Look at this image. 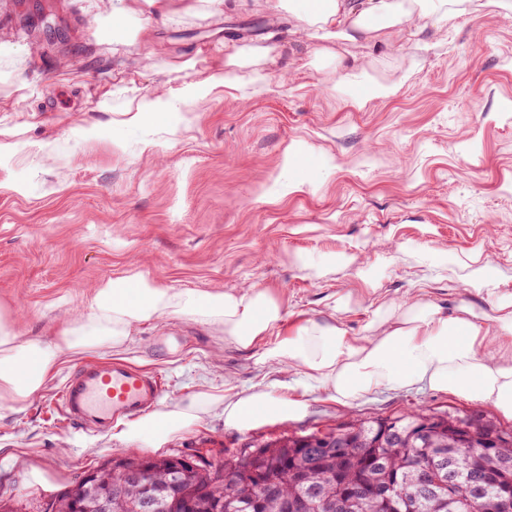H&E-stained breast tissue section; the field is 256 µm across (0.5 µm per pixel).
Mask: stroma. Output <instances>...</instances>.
I'll return each mask as SVG.
<instances>
[{
	"mask_svg": "<svg viewBox=\"0 0 512 512\" xmlns=\"http://www.w3.org/2000/svg\"><path fill=\"white\" fill-rule=\"evenodd\" d=\"M114 0H0V315L24 339L49 320L77 321L104 282L141 274L177 290L255 286L281 300L283 329L339 316L362 336L385 303L422 296L446 311L489 310L439 250L479 253L512 292V12L480 7L448 22L408 25L374 51L344 45L396 85L364 106L332 93L336 75L314 68L277 0L250 10L222 0H145L113 26ZM49 9L59 37H37L26 18ZM274 46L268 85L208 84L225 54ZM177 102L167 118L137 106ZM300 163L286 167V152ZM355 255L325 276L290 263ZM377 265L375 284L359 271ZM353 307L337 314L336 298ZM257 350L182 322L141 327L128 363L162 377L165 402L202 391L263 385L281 396L288 372ZM77 356L49 376L21 414L0 409V495L20 512H46L85 472L119 456L109 433L70 423L59 406ZM408 409L456 410L512 431L491 405L426 388L377 390L355 405L309 398L299 420L230 429L215 411L165 443L161 455L209 449L214 462L249 443ZM50 484H30L31 469Z\"/></svg>",
	"mask_w": 512,
	"mask_h": 512,
	"instance_id": "1",
	"label": "stroma"
}]
</instances>
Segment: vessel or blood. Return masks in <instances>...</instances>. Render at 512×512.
I'll use <instances>...</instances> for the list:
<instances>
[{
	"instance_id": "b4317fda",
	"label": "vessel or blood",
	"mask_w": 512,
	"mask_h": 512,
	"mask_svg": "<svg viewBox=\"0 0 512 512\" xmlns=\"http://www.w3.org/2000/svg\"><path fill=\"white\" fill-rule=\"evenodd\" d=\"M162 397L158 376L101 358L86 363L66 381L60 405L68 421L105 432L118 420L148 413Z\"/></svg>"
}]
</instances>
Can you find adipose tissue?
<instances>
[{
	"instance_id": "1",
	"label": "adipose tissue",
	"mask_w": 512,
	"mask_h": 512,
	"mask_svg": "<svg viewBox=\"0 0 512 512\" xmlns=\"http://www.w3.org/2000/svg\"><path fill=\"white\" fill-rule=\"evenodd\" d=\"M300 29L318 28L325 46L311 49L317 62L336 66L333 92L362 105L392 96L396 87L373 66H351L340 43L378 49L401 35L416 17L437 21L470 13L474 0H286ZM270 48L228 55L211 82H236V69L248 68V82L264 86ZM438 265L466 269V285L492 302L491 312L468 305L448 314L423 298L378 308L367 335H349L342 322L306 320L292 335L281 332L279 300L263 288L235 292L177 291L142 275L110 280L97 288L87 315L65 322L44 341L19 340L0 321V407L20 413L67 360L86 353L115 357L128 352L134 331L145 325L193 321L216 338L247 350L258 348L261 363L294 376L293 394L277 397L254 385L233 394L200 392L133 421L118 422L112 436L129 451L158 448L221 411L228 428L247 430L262 422L295 420L306 415L312 393L344 406L379 389L405 392L416 387L469 396L512 417V293L497 287L498 269L478 257L437 252Z\"/></svg>"
}]
</instances>
